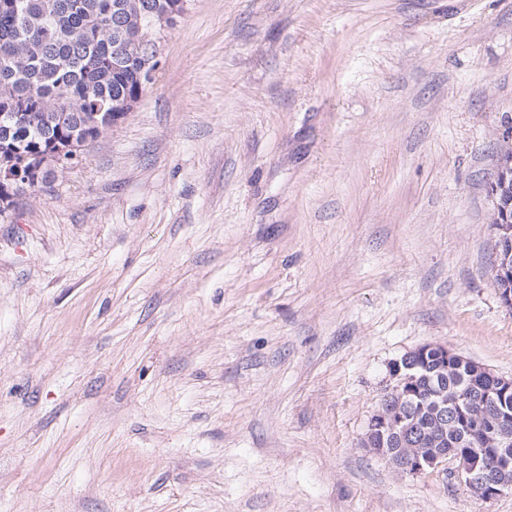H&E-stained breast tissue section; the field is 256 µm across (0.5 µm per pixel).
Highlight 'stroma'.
Wrapping results in <instances>:
<instances>
[{
  "label": "stroma",
  "instance_id": "1",
  "mask_svg": "<svg viewBox=\"0 0 512 512\" xmlns=\"http://www.w3.org/2000/svg\"><path fill=\"white\" fill-rule=\"evenodd\" d=\"M0 216V512H512L362 448L391 362L512 377V0H188ZM493 183L492 200L494 203L493 215L499 224L500 238L495 248L498 261L495 268L494 280L499 287L498 280L508 284L512 280V270L509 268V258L512 255V219H509L505 200L512 195V156L504 152L498 157V163ZM498 278V280H497Z\"/></svg>",
  "mask_w": 512,
  "mask_h": 512
}]
</instances>
